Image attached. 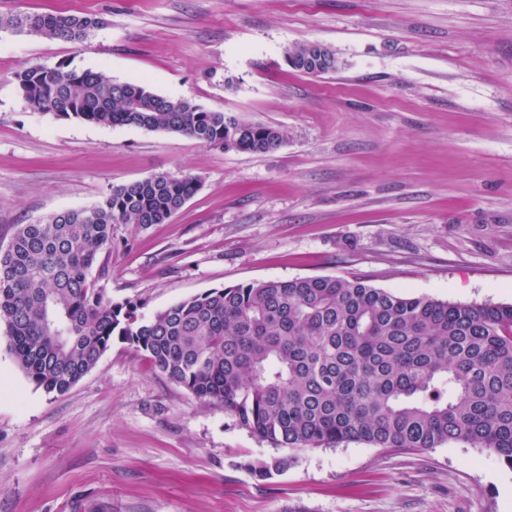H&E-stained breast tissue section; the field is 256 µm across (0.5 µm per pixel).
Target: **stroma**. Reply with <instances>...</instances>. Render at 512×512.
<instances>
[{
    "mask_svg": "<svg viewBox=\"0 0 512 512\" xmlns=\"http://www.w3.org/2000/svg\"><path fill=\"white\" fill-rule=\"evenodd\" d=\"M93 14L67 42L0 30V242L15 225L155 173L199 175L165 224L112 227L97 282L144 316L213 288L359 275L398 294L512 304V0H0ZM317 41L336 71L292 69ZM287 130L277 150L32 111L31 64ZM0 512H512V467L467 444L351 443L282 456L223 405L113 341L68 392L37 389L0 330ZM295 461L292 454L283 457H276L271 462L247 463L246 468L257 478L265 480L270 478L274 472H280L291 466Z\"/></svg>",
    "mask_w": 512,
    "mask_h": 512,
    "instance_id": "35a3bbf8",
    "label": "stroma"
}]
</instances>
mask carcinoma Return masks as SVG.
<instances>
[{
    "label": "carcinoma",
    "mask_w": 512,
    "mask_h": 512,
    "mask_svg": "<svg viewBox=\"0 0 512 512\" xmlns=\"http://www.w3.org/2000/svg\"><path fill=\"white\" fill-rule=\"evenodd\" d=\"M100 21L62 13L0 16V30L84 42ZM33 111L100 126L179 134L225 152L266 153L287 134L206 110L107 72L31 65L14 73ZM193 174L113 185L94 204L18 224L0 247V327L28 379L62 394L114 339L172 383L217 402L291 454L247 463L265 480L293 452L364 443L450 442L512 466V304L463 303L376 288L362 277H297L214 288L146 318L104 298L112 225L164 224L194 196Z\"/></svg>",
    "instance_id": "1"
}]
</instances>
